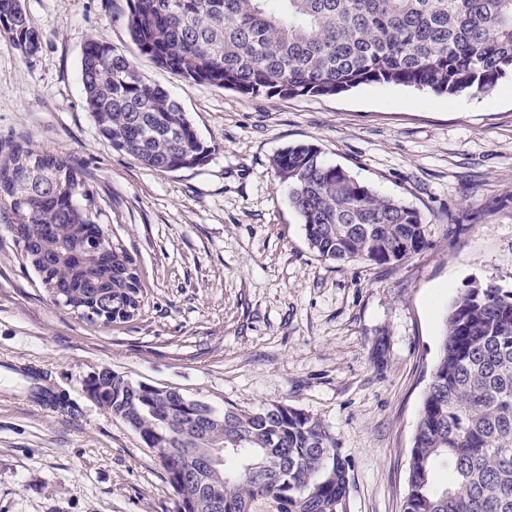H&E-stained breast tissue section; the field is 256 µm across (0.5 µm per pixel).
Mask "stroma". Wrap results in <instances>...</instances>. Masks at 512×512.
Masks as SVG:
<instances>
[{
	"label": "stroma",
	"instance_id": "35a3bbf8",
	"mask_svg": "<svg viewBox=\"0 0 512 512\" xmlns=\"http://www.w3.org/2000/svg\"><path fill=\"white\" fill-rule=\"evenodd\" d=\"M22 3L41 40L26 57L0 34V142L89 174L144 306L86 322L0 223V512H177L158 451L87 395L104 367L216 409H299L348 464L347 512H402L448 309L471 285L512 288V75L487 94L370 84L246 98L139 56L127 0ZM93 36L179 99L215 148L205 165L159 173L100 135L81 85ZM297 143L419 209L427 246L390 266L320 258L271 166ZM32 374L66 408L28 397Z\"/></svg>",
	"mask_w": 512,
	"mask_h": 512
}]
</instances>
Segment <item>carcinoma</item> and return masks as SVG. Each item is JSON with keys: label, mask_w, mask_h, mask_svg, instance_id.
Returning <instances> with one entry per match:
<instances>
[{"label": "carcinoma", "mask_w": 512, "mask_h": 512, "mask_svg": "<svg viewBox=\"0 0 512 512\" xmlns=\"http://www.w3.org/2000/svg\"><path fill=\"white\" fill-rule=\"evenodd\" d=\"M140 56L188 85L245 97L335 96L394 84L437 94L486 93L512 73V0H127ZM0 33L25 57L39 34L21 0H0ZM85 106L112 146L158 172L205 164L212 147L180 103L107 42L84 46ZM309 248L330 261L393 265L427 244L424 219L330 165L313 144L271 160ZM0 218L49 293L64 291L91 323L99 310H141L127 250L95 257L101 235L86 173L22 143L0 146ZM165 472L188 453L223 462L195 489L196 512H346L347 465L326 428L288 405L218 411L181 402L111 369L89 382ZM402 512H512V289L461 292L425 390L409 453Z\"/></svg>", "instance_id": "cac0c4a2"}]
</instances>
